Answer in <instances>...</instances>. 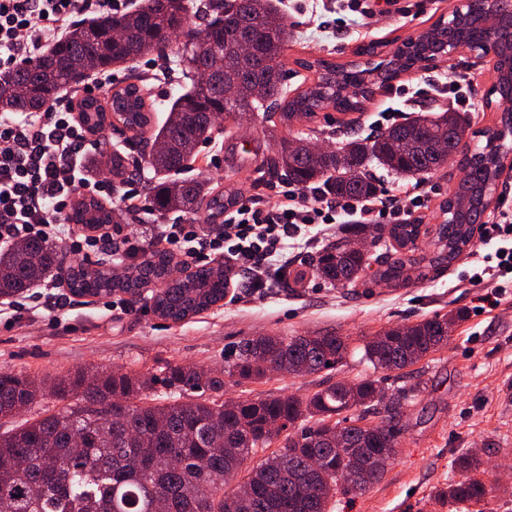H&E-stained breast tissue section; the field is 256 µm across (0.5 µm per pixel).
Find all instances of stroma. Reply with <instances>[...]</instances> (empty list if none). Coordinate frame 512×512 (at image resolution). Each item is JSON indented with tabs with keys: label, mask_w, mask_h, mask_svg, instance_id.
Masks as SVG:
<instances>
[{
	"label": "stroma",
	"mask_w": 512,
	"mask_h": 512,
	"mask_svg": "<svg viewBox=\"0 0 512 512\" xmlns=\"http://www.w3.org/2000/svg\"><path fill=\"white\" fill-rule=\"evenodd\" d=\"M367 16L349 27L336 24L337 0H289L288 93L296 95L310 86L315 75L299 67L302 59L322 57L337 64L356 58L359 51L376 46L392 49L402 40L430 27L447 15L454 0H365ZM492 63L469 51L428 68L400 74L392 87L410 88L407 100H392L405 122L443 107H455L446 81L465 75L468 93L479 106L474 129H488L498 114L485 105L491 86ZM392 87L376 91L364 111L343 113L325 108L309 119L295 121L277 136L264 133L260 118L242 124L222 123L216 143L203 147L192 172L209 180L215 193L236 199L256 196L275 201L276 183L264 169L266 156L280 142L297 134L309 135L322 148L335 146L343 132L368 136L380 105ZM390 99V98H389ZM461 175L456 166L424 178L421 190L429 196L422 213L424 225L433 228L444 220L441 211ZM473 243L450 265L420 275L409 269L400 284H373L335 288L315 277L303 284H281L262 294L224 301L210 309L172 322L156 315L148 298L113 296L75 297L61 279L24 295L0 298V371L34 376L44 383L84 369L91 372L160 373L166 365L222 368L224 349L246 336H293L333 332L347 337L351 347L389 327L413 323L433 314L462 311L464 320L453 329L446 346L431 354L411 373L391 372L387 393L418 386L419 393L398 415L403 430L401 447L383 479L353 501H342L332 512H445L431 499L437 487L454 482L460 474L455 459L471 449L496 468L500 490L490 501L491 512H512V299L493 309L482 298L489 284L462 279V272L481 252ZM359 354L346 365L311 376L273 375L264 384L228 388L231 399L257 394L305 395L324 380H352L366 375Z\"/></svg>",
	"instance_id": "1"
}]
</instances>
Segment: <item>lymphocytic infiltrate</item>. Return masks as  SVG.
Instances as JSON below:
<instances>
[{
    "label": "lymphocytic infiltrate",
    "instance_id": "obj_1",
    "mask_svg": "<svg viewBox=\"0 0 512 512\" xmlns=\"http://www.w3.org/2000/svg\"><path fill=\"white\" fill-rule=\"evenodd\" d=\"M130 0H0V73L37 57L72 25L87 16L128 8ZM100 141L76 112L74 103L60 102L44 112L15 118L0 116V245L29 238H50L62 232L75 193L104 200L118 198L124 215L140 208L143 173L134 171L128 188L117 193L111 177L87 175L83 156ZM276 202L247 199L225 213L220 230L201 232L193 221L177 218L160 225L158 242L181 258L183 269L193 261L222 260L236 270L239 288L252 295L272 288L288 267L289 242L304 245L320 227L358 221L403 224L427 208V197L410 189L395 190L377 200L355 204L316 190H277ZM481 239L493 247L480 255L470 276L491 282L485 297L495 307L512 296V204L503 203Z\"/></svg>",
    "mask_w": 512,
    "mask_h": 512
}]
</instances>
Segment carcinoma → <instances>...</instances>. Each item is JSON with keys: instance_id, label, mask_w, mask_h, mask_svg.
Here are the masks:
<instances>
[{"instance_id": "carcinoma-1", "label": "carcinoma", "mask_w": 512, "mask_h": 512, "mask_svg": "<svg viewBox=\"0 0 512 512\" xmlns=\"http://www.w3.org/2000/svg\"><path fill=\"white\" fill-rule=\"evenodd\" d=\"M210 20L195 22L192 0H140L134 9L104 14L74 25L53 48L25 66L0 75V112H44L63 96L77 91L93 71L116 65L133 68L156 51L160 32L179 30L187 41L185 53L164 70L194 72L209 57L224 55L223 85L208 88L197 81L166 108L163 124L152 129L154 105L146 103L142 78L118 88L107 103L84 97L79 112L94 132L104 131L105 114L120 116L123 127L142 142L135 168L151 177L144 191L151 210L160 214L188 213L200 204L221 211L224 202L212 196L209 182L182 178L218 130L216 120L238 122L262 113L269 133L324 107L361 112L373 96L368 87L350 96L336 89V64L306 59L298 64L319 74L315 86L287 97L282 58L287 29L273 0H208ZM125 37L114 40L113 32ZM252 42L262 66L237 70L233 44ZM268 88L264 99L247 93L248 84ZM472 120L467 112L445 109L433 117L413 119L359 139L349 137L320 162H311L302 146L269 156L263 166L300 188H319L340 201L374 197L380 186L372 178V163L399 175L421 178L445 169L453 159L463 173L444 207L445 219L436 231L438 250L430 258L416 256L421 225L393 224L388 234L404 256L386 263L377 282L398 284L408 267L428 261L442 266L456 260L474 233L475 224L456 212L455 202L473 194V204L486 207L490 198L477 191L489 181L504 155L487 145L469 146ZM70 223H112V211L93 198L79 199ZM371 236L368 224H346L341 237L319 250L309 262L312 275L333 286L353 288L370 266L371 256L351 251V238ZM60 247L32 238L0 250V297L23 294L60 269ZM173 255L145 252L139 263L120 277L103 262H74L64 275L70 292L80 296L108 295L118 289L139 295L158 285L157 314L182 321L224 300V269L202 266L185 276L174 274ZM462 313L434 314L416 323L390 328L365 339L361 361L373 372L409 368L448 344V329ZM348 339L331 332L296 336L264 335L241 339L224 352V368L202 370L169 365L160 375L125 372L88 375L80 370L55 380L51 395L60 410L15 423L17 407L35 406L43 389L31 376L0 372V501L11 512H155L162 500L167 512H328L336 495L353 499L379 483L397 456L401 427L396 421L401 402L416 389L393 395L380 406L379 380L365 377L324 385L305 396L266 395L249 400L224 398L226 384L270 380L268 365L286 374L312 375L346 361ZM386 412L379 421L371 417ZM279 443L243 476L249 493L228 488L227 476L239 474L252 455ZM320 470L308 473L309 462ZM485 461L478 452L455 460L461 479L440 488L434 498L448 512H469V506L494 498L495 483L476 477ZM363 471L361 480L336 491V474Z\"/></svg>"}]
</instances>
